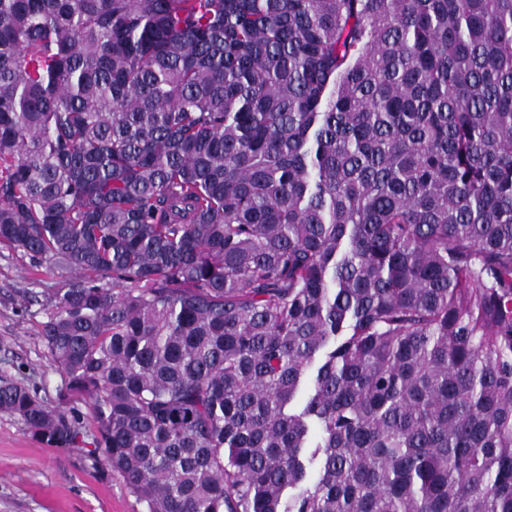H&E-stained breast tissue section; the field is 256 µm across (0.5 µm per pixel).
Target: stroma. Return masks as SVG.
Masks as SVG:
<instances>
[{
  "instance_id": "stroma-1",
  "label": "stroma",
  "mask_w": 512,
  "mask_h": 512,
  "mask_svg": "<svg viewBox=\"0 0 512 512\" xmlns=\"http://www.w3.org/2000/svg\"><path fill=\"white\" fill-rule=\"evenodd\" d=\"M69 278L68 270H39L23 252L0 248V377L65 412L78 432L74 447L54 448L0 411V512H143L106 463L89 400L71 395L41 337L47 298Z\"/></svg>"
}]
</instances>
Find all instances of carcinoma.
<instances>
[{
    "instance_id": "carcinoma-1",
    "label": "carcinoma",
    "mask_w": 512,
    "mask_h": 512,
    "mask_svg": "<svg viewBox=\"0 0 512 512\" xmlns=\"http://www.w3.org/2000/svg\"><path fill=\"white\" fill-rule=\"evenodd\" d=\"M0 245L144 512H512V0H0Z\"/></svg>"
}]
</instances>
